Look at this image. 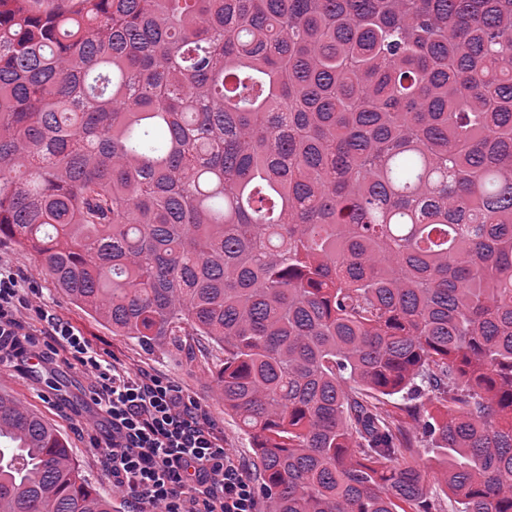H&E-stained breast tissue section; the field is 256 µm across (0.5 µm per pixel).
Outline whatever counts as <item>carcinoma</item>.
I'll list each match as a JSON object with an SVG mask.
<instances>
[{"label": "carcinoma", "instance_id": "cac0c4a2", "mask_svg": "<svg viewBox=\"0 0 512 512\" xmlns=\"http://www.w3.org/2000/svg\"><path fill=\"white\" fill-rule=\"evenodd\" d=\"M1 236L207 342L265 512H512V0H0ZM0 512H112L2 394Z\"/></svg>", "mask_w": 512, "mask_h": 512}]
</instances>
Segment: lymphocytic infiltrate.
I'll return each instance as SVG.
<instances>
[{"instance_id":"lymphocytic-infiltrate-1","label":"lymphocytic infiltrate","mask_w":512,"mask_h":512,"mask_svg":"<svg viewBox=\"0 0 512 512\" xmlns=\"http://www.w3.org/2000/svg\"><path fill=\"white\" fill-rule=\"evenodd\" d=\"M38 336L47 339L40 361L65 352L90 379L107 426L101 464L131 512H257L251 478L198 399L160 374L105 358L0 261V365L13 366Z\"/></svg>"}]
</instances>
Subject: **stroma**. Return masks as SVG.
<instances>
[{
  "mask_svg": "<svg viewBox=\"0 0 512 512\" xmlns=\"http://www.w3.org/2000/svg\"><path fill=\"white\" fill-rule=\"evenodd\" d=\"M0 259L32 275L47 304L77 326L96 349L131 369H146L164 375L189 395L199 398L215 420L225 447L245 466L250 477H257L250 441L238 421L225 414L216 390L215 368L203 347L174 343L148 346L125 336L113 335L110 327L70 303L54 287L32 253L5 238L0 240ZM48 386L53 389L49 399L43 395ZM89 389V379L78 365L67 363L62 353L54 356L51 362L35 367H0V393L21 400L54 425L66 439L89 485L108 497L112 494V485L102 470L100 451L95 446L105 428L100 413L87 401Z\"/></svg>",
  "mask_w": 512,
  "mask_h": 512,
  "instance_id": "1",
  "label": "stroma"
}]
</instances>
